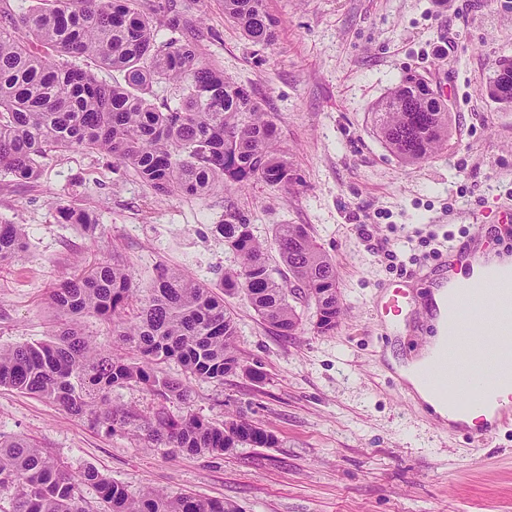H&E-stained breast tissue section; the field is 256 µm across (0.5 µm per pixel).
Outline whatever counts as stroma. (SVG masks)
I'll return each instance as SVG.
<instances>
[{"instance_id": "35a3bbf8", "label": "stroma", "mask_w": 512, "mask_h": 512, "mask_svg": "<svg viewBox=\"0 0 512 512\" xmlns=\"http://www.w3.org/2000/svg\"><path fill=\"white\" fill-rule=\"evenodd\" d=\"M281 21L260 47L224 17L220 0H198L192 20L203 61L253 89L277 125L298 184L256 182L205 196L156 195L110 159L81 149L42 159L26 183L0 174V224L28 227V248L0 269V346L45 339L55 314L52 284L74 260L130 265L138 288L164 267L218 286L239 266L216 224L239 214L256 239L279 224L309 225L336 265L344 314L315 332L313 302L296 300L292 336L264 323L240 293L224 296L238 329L235 352L258 377L223 383L188 377L189 409L214 424L240 415L276 437L272 447L219 455L145 447L140 431L110 435L35 396L0 387V434L21 437L72 471L96 467L131 495L220 499L240 512H512V426L483 444L441 434L393 370L434 335L426 289L413 268L437 265L428 234L473 233L488 201H512V109L484 93L501 57H512V0H263ZM409 72L423 75L451 112L448 144L410 166L377 137L371 111ZM94 212L95 239L55 220L57 203ZM396 252L390 265L386 251ZM384 283L410 287L405 330L376 324Z\"/></svg>"}]
</instances>
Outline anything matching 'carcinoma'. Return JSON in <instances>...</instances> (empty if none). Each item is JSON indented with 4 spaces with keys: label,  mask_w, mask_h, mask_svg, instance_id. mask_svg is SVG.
Segmentation results:
<instances>
[{
    "label": "carcinoma",
    "mask_w": 512,
    "mask_h": 512,
    "mask_svg": "<svg viewBox=\"0 0 512 512\" xmlns=\"http://www.w3.org/2000/svg\"><path fill=\"white\" fill-rule=\"evenodd\" d=\"M24 14L0 12V170L26 182L40 175L39 159L81 148L111 158L160 196H203L217 187L243 188L256 181L286 189L296 169L279 148L276 126L255 92L200 60L199 30L189 18L195 0H42ZM224 17L255 45L272 44L278 20L262 0H222ZM85 58L123 75L110 84L70 62ZM178 92L174 106L156 105L155 84ZM448 104L421 75L409 73L373 108L376 134L405 164L422 162L448 141ZM56 221L86 233L96 229L88 213L60 204ZM224 245L240 258L221 287L243 293L261 320L283 336L300 329L291 299L314 302V331L336 329L342 313L336 267L305 224L276 225L273 245L288 276L267 265V245L250 224L231 215L216 225ZM23 224H0V265L26 247ZM140 289L130 266L84 259L51 290L56 312L50 339L0 347V386L45 399L77 418L115 434L134 425L148 446L195 455L222 454L239 444L272 447L275 436L242 417L217 426L187 410L192 390L157 366L175 359L193 376L222 383L243 365L234 350V320L224 299L180 270L164 268L135 315L127 309ZM95 314L112 322V335L131 355L104 350L85 336L80 319ZM135 383L162 406L149 418L110 403L112 389ZM95 487L103 512H240L224 501L139 496L94 467L78 472L24 439L0 435V500L7 512H85L83 487Z\"/></svg>",
    "instance_id": "cac0c4a2"
}]
</instances>
